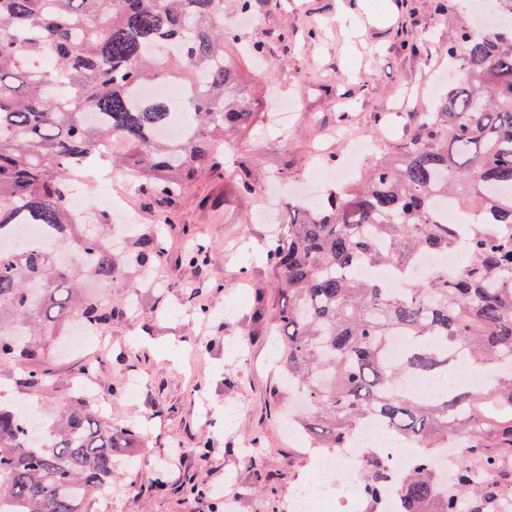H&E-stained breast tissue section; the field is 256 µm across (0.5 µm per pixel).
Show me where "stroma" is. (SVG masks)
Masks as SVG:
<instances>
[{"label":"stroma","instance_id":"stroma-1","mask_svg":"<svg viewBox=\"0 0 512 512\" xmlns=\"http://www.w3.org/2000/svg\"><path fill=\"white\" fill-rule=\"evenodd\" d=\"M438 0H254L241 15L224 0V28L242 43L259 44L266 72L250 84L267 89L259 101H295L286 129L259 126L241 134L224 169L197 175L172 203L159 205L146 183L116 181L137 229L114 256L126 263L145 234L166 241L152 260L151 283L129 270L132 307L81 347L61 353L44 337L39 368L47 384L32 387L26 368L0 364V404H34L40 421L81 395L79 372L95 363L94 378L112 420L138 428L140 448H123L116 483L83 502L81 512H287L297 483L309 472L305 443L288 437L269 330L280 303L262 246L285 222L287 204L305 196L318 166L357 174L348 142L393 148L411 132L455 78L443 49L448 22ZM105 186L98 170L82 181L87 231L113 237L116 219H103L95 201ZM209 252L189 263V244ZM245 353L228 358V344ZM141 390L128 398L130 382ZM208 445L207 459L196 453ZM167 486L153 488L156 477ZM202 495L179 493L184 481ZM222 486L231 506L211 493Z\"/></svg>","mask_w":512,"mask_h":512}]
</instances>
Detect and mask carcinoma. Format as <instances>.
<instances>
[{
  "label": "carcinoma",
  "mask_w": 512,
  "mask_h": 512,
  "mask_svg": "<svg viewBox=\"0 0 512 512\" xmlns=\"http://www.w3.org/2000/svg\"><path fill=\"white\" fill-rule=\"evenodd\" d=\"M448 58L461 83L423 113L394 154L379 152L360 178L331 188L321 204L295 201L265 246L283 302L274 318L282 386L309 412L295 428L317 448H342L363 420L380 418L422 449L401 467L382 455L362 475L368 512L393 471L402 512H495L512 492V28L475 35L443 0ZM224 0H0V239L38 224L76 252L62 262L50 244L0 250V363H32L35 336L79 318L103 331L112 299L81 292L86 273L126 287L108 240L83 233L71 188L91 159L146 178L156 197L184 192L198 173L222 169L228 140L263 116L226 50ZM50 65L34 69L35 59ZM176 82L182 104L143 95ZM453 204L455 224L433 208ZM469 257L453 277L439 269L415 288H389L365 269L414 274L421 252ZM165 251L153 236L134 261ZM404 339L398 362L392 337ZM491 367L490 388L461 385L437 396L406 391L400 377H435L458 358ZM455 434L483 479L459 463L441 492L432 449ZM31 436L23 410L0 406V512H80L112 487L114 451L142 433L112 423L84 400L64 404Z\"/></svg>",
  "instance_id": "carcinoma-1"
}]
</instances>
